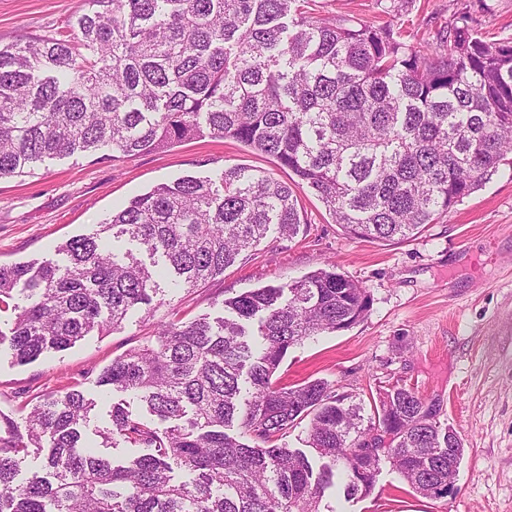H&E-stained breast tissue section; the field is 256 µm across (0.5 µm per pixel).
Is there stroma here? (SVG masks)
Segmentation results:
<instances>
[{
  "label": "stroma",
  "instance_id": "stroma-1",
  "mask_svg": "<svg viewBox=\"0 0 512 512\" xmlns=\"http://www.w3.org/2000/svg\"><path fill=\"white\" fill-rule=\"evenodd\" d=\"M311 16L387 24L411 46L435 42L460 15L489 42L512 37V0H306ZM82 0H0V42L56 36L72 29ZM261 169L279 181L295 176L271 157L224 138L203 137L124 158L75 155L45 163L37 174L0 179V264L57 260V246L92 233L112 210L153 186L224 168ZM308 225L288 240L269 232L223 277L184 290L165 286L133 309L120 329L91 333L74 347L15 364L0 345V437L24 430L31 409L67 382L79 383L96 407L84 430L91 446L113 403L143 408L132 394H103V367L160 323L221 312L225 298L299 279L331 263L369 292L372 304L348 330L290 349L278 383L323 379L354 398L403 381L442 406L466 448L451 496L413 493L382 464L368 497L345 500L328 490L331 512H512V154L498 174L426 231L399 243L348 238L308 189H297Z\"/></svg>",
  "mask_w": 512,
  "mask_h": 512
}]
</instances>
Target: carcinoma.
Listing matches in <instances>:
<instances>
[{
    "mask_svg": "<svg viewBox=\"0 0 512 512\" xmlns=\"http://www.w3.org/2000/svg\"><path fill=\"white\" fill-rule=\"evenodd\" d=\"M295 2L83 0L73 33L0 44V178L102 149L135 157L230 138L288 168L349 238L393 242L498 172L512 152V39L488 43L461 16L415 47L388 26L322 22ZM301 225L294 188L263 170L158 184L58 246L66 264H0V305L23 300L10 349L20 364L66 350L160 292L155 272L110 239L161 258L190 289L271 227L291 239ZM370 303L328 264L226 298L219 317L158 325L97 379L167 423L159 431L112 406L103 447L146 452L116 463L85 447L95 404L69 383L33 408L26 433L0 438V512H322L336 468L347 497H366L383 457L413 492L447 496L465 448L439 402L397 382L365 416L322 380H274L288 350L350 329ZM305 419L308 454L286 443ZM374 434L383 447H362ZM31 448L44 474L19 482ZM175 464L189 479L174 480Z\"/></svg>",
    "mask_w": 512,
    "mask_h": 512,
    "instance_id": "carcinoma-1",
    "label": "carcinoma"
}]
</instances>
